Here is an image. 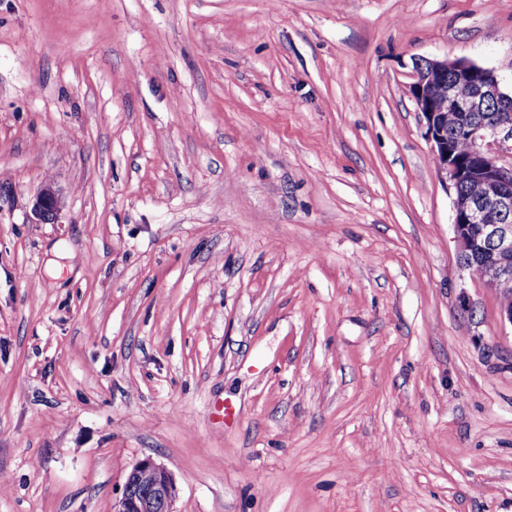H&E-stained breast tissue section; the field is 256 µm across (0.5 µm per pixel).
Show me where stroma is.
<instances>
[{
	"instance_id": "35a3bbf8",
	"label": "stroma",
	"mask_w": 512,
	"mask_h": 512,
	"mask_svg": "<svg viewBox=\"0 0 512 512\" xmlns=\"http://www.w3.org/2000/svg\"><path fill=\"white\" fill-rule=\"evenodd\" d=\"M419 58L512 89V0H0V512H512ZM62 197L51 182L45 183L37 192L32 206V215L41 223H59ZM147 479L145 491L137 489ZM176 487L171 474L151 458L137 463L129 473L121 497L112 505L113 512H174Z\"/></svg>"
}]
</instances>
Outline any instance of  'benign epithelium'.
I'll return each mask as SVG.
<instances>
[{
	"label": "benign epithelium",
	"instance_id": "7a95c632",
	"mask_svg": "<svg viewBox=\"0 0 512 512\" xmlns=\"http://www.w3.org/2000/svg\"><path fill=\"white\" fill-rule=\"evenodd\" d=\"M411 94L426 121L433 159L440 177L454 190L453 226L460 260L473 268L475 260L493 264L495 276L486 284L512 296V93L503 90L498 75L466 60L422 59L415 63ZM466 89L461 95L458 89ZM465 114L455 133L448 131V109ZM468 112L482 116L471 121ZM474 148L472 161L458 156L452 137ZM475 180L482 194L470 196L461 185ZM62 197L50 182L37 192L32 215L41 223H59ZM176 487L171 474L150 458L129 473L112 512H173Z\"/></svg>",
	"mask_w": 512,
	"mask_h": 512
}]
</instances>
